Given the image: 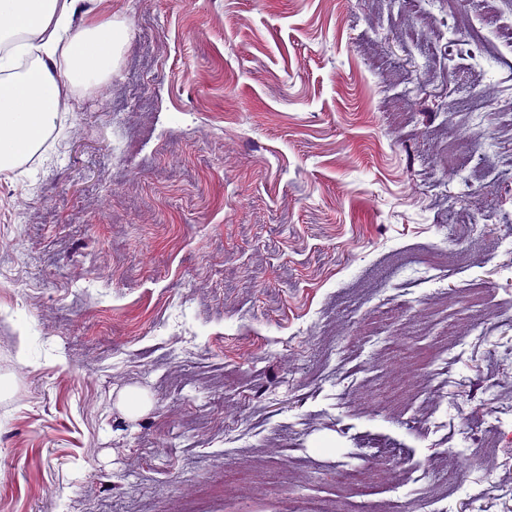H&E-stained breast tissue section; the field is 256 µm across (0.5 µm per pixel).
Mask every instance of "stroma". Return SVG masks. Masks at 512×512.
Instances as JSON below:
<instances>
[{"instance_id":"obj_1","label":"stroma","mask_w":512,"mask_h":512,"mask_svg":"<svg viewBox=\"0 0 512 512\" xmlns=\"http://www.w3.org/2000/svg\"><path fill=\"white\" fill-rule=\"evenodd\" d=\"M89 12L0 175V512H512V0Z\"/></svg>"}]
</instances>
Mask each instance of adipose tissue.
Here are the masks:
<instances>
[{"instance_id":"obj_1","label":"adipose tissue","mask_w":512,"mask_h":512,"mask_svg":"<svg viewBox=\"0 0 512 512\" xmlns=\"http://www.w3.org/2000/svg\"><path fill=\"white\" fill-rule=\"evenodd\" d=\"M78 0H0V173L23 165L49 140L64 89L111 77L121 38L94 15L73 28Z\"/></svg>"}]
</instances>
